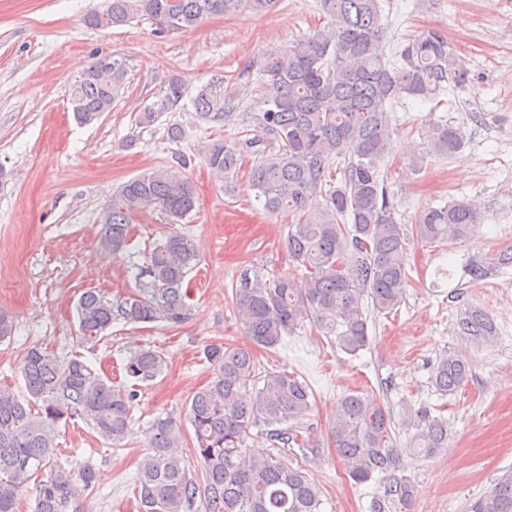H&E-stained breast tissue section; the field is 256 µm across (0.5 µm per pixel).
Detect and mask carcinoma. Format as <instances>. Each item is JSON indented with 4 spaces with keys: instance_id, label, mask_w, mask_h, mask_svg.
Masks as SVG:
<instances>
[{
    "instance_id": "carcinoma-1",
    "label": "carcinoma",
    "mask_w": 512,
    "mask_h": 512,
    "mask_svg": "<svg viewBox=\"0 0 512 512\" xmlns=\"http://www.w3.org/2000/svg\"><path fill=\"white\" fill-rule=\"evenodd\" d=\"M274 3L107 0L105 9L86 14L83 22L109 28L147 20L154 34L164 38L193 29L212 15L262 12ZM318 7L328 18L327 27L268 56L260 69L267 93L254 113L257 135L214 141L201 156L214 175L224 178L237 170L242 153L253 155L251 177L264 209L294 218L287 244L295 272L270 279L246 273L233 293L238 322L251 344L274 349L308 322L355 356L369 344L366 301L377 312L390 313L406 296L411 240L451 246L473 236L481 224V209L472 199L428 206L415 224H403L381 175L393 133V104L413 97L438 108L445 91H463L473 78L437 30L405 39L389 57L379 0H318ZM126 75L119 54H112V63L105 66L95 57L69 90L75 120L90 125L112 111ZM229 83L215 74L197 88L190 103L200 121L231 120L238 104ZM187 94L185 81L171 78L140 113L138 124H154ZM465 145L461 127L437 122L430 145L408 159V170H421L433 156L457 157ZM341 158L342 176L333 186L332 169ZM188 165L190 158L178 154L168 166L123 183L103 214L100 248L114 254L125 248L136 210L158 211L171 225L183 223L197 203L193 184L182 176ZM198 261L194 239L173 231L138 269L131 294L112 301L100 290L84 291L77 304L83 340L101 338L116 320L181 325L190 310L184 284ZM507 266H512V248L488 261H473L470 281ZM454 330L478 345L496 338L493 319L476 306L457 315ZM204 357L213 375L186 412L200 471L192 470L183 452L182 424L156 418L136 479L141 506L146 512H194L199 506L204 512H321V492L301 469L284 463L280 452L257 455L246 445L250 429L261 425L262 436L274 448L298 442L299 429L313 410L308 385L286 372L259 373L248 347L208 344ZM163 366L161 352L140 346L126 364L134 383L116 385L80 355L62 360L47 347H30L20 370L26 394L20 397L0 385V512H16L18 493L31 483L34 512H68L72 500L95 487L96 476L89 466L76 472L54 460L61 424L80 420L120 447L133 434L131 409L139 388L155 380ZM469 372L464 358L447 354L433 368L431 384L441 395L454 394ZM401 421L415 429L409 448L413 454L431 457L448 447V422L432 415L429 407L408 405ZM329 434L345 474L357 484L386 476L400 465L389 411L357 394L341 398ZM49 464V476L32 482ZM414 493L409 480H395L374 502V512L406 509ZM468 512H512V472L473 498Z\"/></svg>"
}]
</instances>
